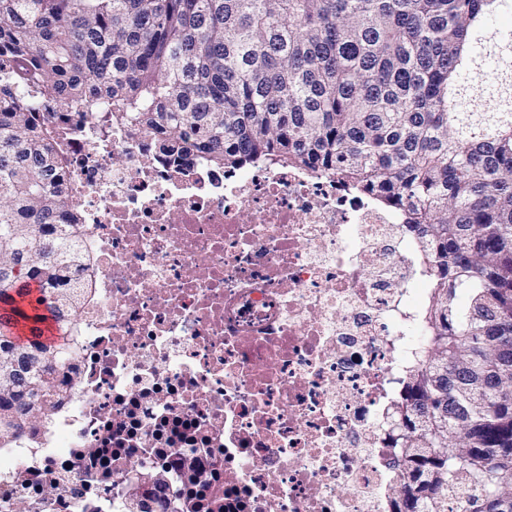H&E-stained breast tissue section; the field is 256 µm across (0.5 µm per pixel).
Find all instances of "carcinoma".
<instances>
[{
  "label": "carcinoma",
  "mask_w": 512,
  "mask_h": 512,
  "mask_svg": "<svg viewBox=\"0 0 512 512\" xmlns=\"http://www.w3.org/2000/svg\"><path fill=\"white\" fill-rule=\"evenodd\" d=\"M512 0H0V447L67 396L94 261L47 115L158 158L333 171L400 211L430 269L425 348L387 413L391 512H512ZM36 304L58 340L21 341ZM35 358L38 366L13 364Z\"/></svg>",
  "instance_id": "cac0c4a2"
}]
</instances>
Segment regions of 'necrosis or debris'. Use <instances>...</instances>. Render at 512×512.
I'll return each mask as SVG.
<instances>
[{
    "label": "necrosis or debris",
    "instance_id": "obj_1",
    "mask_svg": "<svg viewBox=\"0 0 512 512\" xmlns=\"http://www.w3.org/2000/svg\"><path fill=\"white\" fill-rule=\"evenodd\" d=\"M95 260L67 398L0 448V512H389L385 411L426 279L400 213L330 172L158 160L48 125Z\"/></svg>",
    "mask_w": 512,
    "mask_h": 512
}]
</instances>
